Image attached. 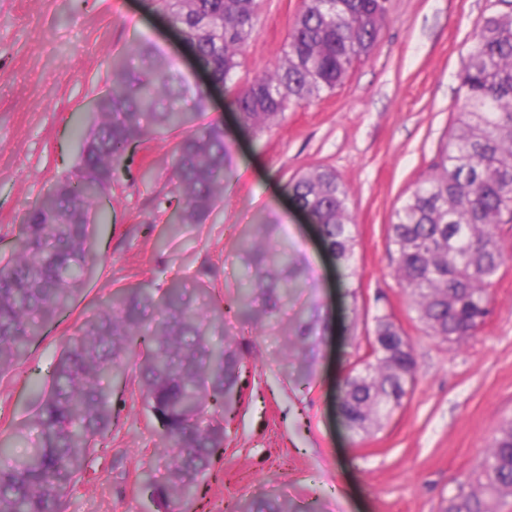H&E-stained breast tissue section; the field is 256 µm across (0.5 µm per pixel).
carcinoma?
Returning a JSON list of instances; mask_svg holds the SVG:
<instances>
[{"label": "carcinoma", "instance_id": "1", "mask_svg": "<svg viewBox=\"0 0 512 512\" xmlns=\"http://www.w3.org/2000/svg\"><path fill=\"white\" fill-rule=\"evenodd\" d=\"M158 8L224 85L241 123L262 132L286 112L333 91L369 53L386 15L385 0H305L278 64L247 84L240 57L257 32V0H157ZM112 86L94 104L95 122L79 130L76 170L59 177L25 214L16 241L0 254V377L9 374L43 325L65 311L93 267L90 220H105L98 200L121 180L146 144L188 130L175 145L170 197L180 224H203L223 200L230 152L223 130L200 118L202 91L149 40L111 62ZM460 103L433 173L416 181L388 229L397 274L417 319L443 342L474 335L491 313L489 288L505 263L500 225L512 223V0H487L460 72ZM293 199L311 211L323 237L348 265L354 219L347 187L326 167L298 174ZM265 220L244 239L247 278L232 304L261 326L299 306L280 326L281 366L298 385L312 377L308 352L321 317L300 303L310 287L294 246ZM224 311L201 293L174 284L161 296L146 288L117 291L109 304L64 339L37 386L32 419L38 442L20 455L0 444V512H66L69 489L84 476L101 437L126 402L112 400L109 374L132 367L148 416L160 423L169 473L152 486L163 512L187 501L208 505L205 477L224 459V435L244 353L220 342ZM380 350L358 358L344 377L341 406L357 436L380 430L412 394L418 365L412 344L390 314L375 318ZM512 495V420L504 421L482 457L472 485L460 486L448 512H495ZM231 512H291L276 498L239 502Z\"/></svg>", "mask_w": 512, "mask_h": 512}]
</instances>
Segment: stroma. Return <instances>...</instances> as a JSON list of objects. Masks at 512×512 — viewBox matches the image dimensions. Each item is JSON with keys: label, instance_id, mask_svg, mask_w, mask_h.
I'll list each match as a JSON object with an SVG mask.
<instances>
[{"label": "stroma", "instance_id": "1", "mask_svg": "<svg viewBox=\"0 0 512 512\" xmlns=\"http://www.w3.org/2000/svg\"><path fill=\"white\" fill-rule=\"evenodd\" d=\"M486 0H386L381 34L333 92L289 109L257 133L209 86L203 65L157 11L153 0H0V247L9 246L35 202L78 163L71 129L90 119L110 86L109 63L139 39L156 43L205 85L203 122L219 123L231 155L224 199L203 224H177L155 197L171 189L179 134L151 142L153 171L132 167L105 194L108 215L91 226L97 261L66 313L45 325L26 357L0 379V441L31 447L30 369L49 368L75 326L113 292L162 293L181 280L225 305L224 330L251 347L242 382L246 400L230 415L223 482L212 512L266 496L294 512H442L468 483L499 425L512 419V260L490 289L491 314L475 336L448 344L418 321L396 277L388 244L393 214L431 170L459 102L458 73ZM303 0H258L257 33L239 82L274 65ZM323 165L349 190L355 222L353 269L335 264L287 184ZM265 216L296 244L311 287L308 299L329 328L319 336L311 382L279 370L283 343L274 325L259 328L230 309L245 270L237 247ZM389 313L416 353L419 380L387 425L365 438L345 426L338 391L363 356L375 318ZM126 408L102 441L85 477L66 497L67 512H160L152 483L167 476L157 424L136 384L114 387Z\"/></svg>", "mask_w": 512, "mask_h": 512}]
</instances>
